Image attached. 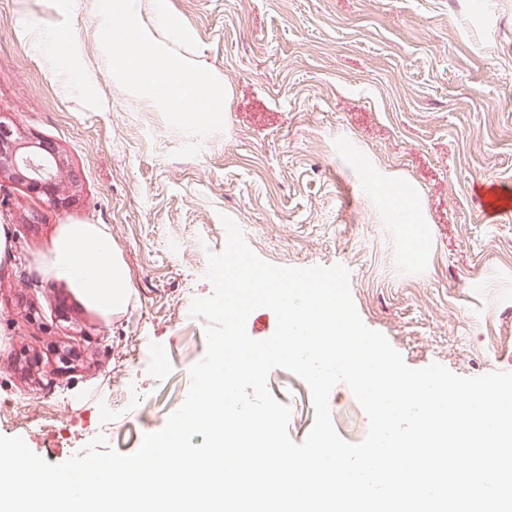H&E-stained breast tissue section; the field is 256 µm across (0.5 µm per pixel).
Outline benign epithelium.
<instances>
[{
    "mask_svg": "<svg viewBox=\"0 0 512 512\" xmlns=\"http://www.w3.org/2000/svg\"><path fill=\"white\" fill-rule=\"evenodd\" d=\"M10 182L66 211L78 201L80 178L55 142L30 137L16 122L0 120V188Z\"/></svg>",
    "mask_w": 512,
    "mask_h": 512,
    "instance_id": "obj_1",
    "label": "benign epithelium"
}]
</instances>
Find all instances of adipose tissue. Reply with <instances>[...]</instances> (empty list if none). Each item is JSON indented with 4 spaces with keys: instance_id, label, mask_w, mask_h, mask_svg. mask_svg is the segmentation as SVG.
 <instances>
[{
    "instance_id": "1",
    "label": "adipose tissue",
    "mask_w": 512,
    "mask_h": 512,
    "mask_svg": "<svg viewBox=\"0 0 512 512\" xmlns=\"http://www.w3.org/2000/svg\"><path fill=\"white\" fill-rule=\"evenodd\" d=\"M24 34L63 86L81 91L92 86L94 76L82 62L76 39L59 41L57 29L36 18L25 22ZM41 266L47 276L65 282L104 320L126 311L131 301L126 268L114 253L112 236L105 225H61Z\"/></svg>"
}]
</instances>
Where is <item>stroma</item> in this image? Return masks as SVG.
Returning <instances> with one entry per match:
<instances>
[{
	"mask_svg": "<svg viewBox=\"0 0 512 512\" xmlns=\"http://www.w3.org/2000/svg\"><path fill=\"white\" fill-rule=\"evenodd\" d=\"M489 2L485 27L475 0H169L195 33L194 59L231 91L223 132L195 138L115 80L91 6L0 0V113L55 141L81 178L65 212L0 188V435L59 464L98 437L133 453L160 430L206 354L205 321L189 310L213 292L207 254L225 246V215L271 264L344 265L363 322L409 367L512 371V217L484 223L473 189L491 176L512 190V0ZM31 16L80 42L93 99L62 89L30 50L20 22ZM366 169L418 188L419 262L364 193ZM32 210L43 222L30 230L21 216ZM63 224L108 227L133 292L126 312L104 321L44 274ZM61 300L71 321L56 316ZM58 344L77 352L74 370L60 369ZM23 349L38 367H12ZM130 383L150 405L125 404ZM267 386L303 442L308 385L277 367ZM329 409L344 440L365 439L369 419L346 384Z\"/></svg>",
	"mask_w": 512,
	"mask_h": 512,
	"instance_id": "obj_1",
	"label": "stroma"
}]
</instances>
